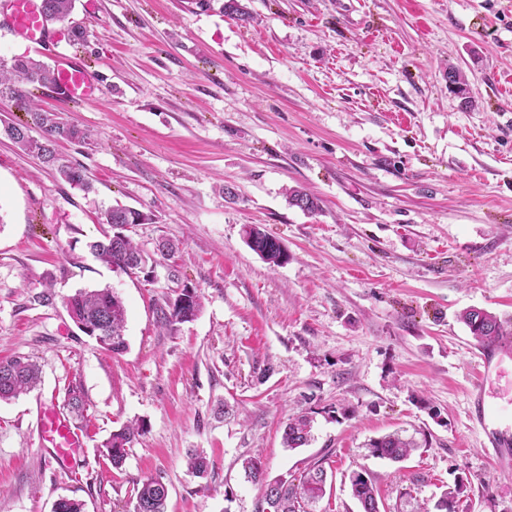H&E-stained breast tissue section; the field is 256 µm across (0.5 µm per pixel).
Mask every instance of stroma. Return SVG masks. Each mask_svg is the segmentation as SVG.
<instances>
[{"instance_id":"obj_1","label":"stroma","mask_w":512,"mask_h":512,"mask_svg":"<svg viewBox=\"0 0 512 512\" xmlns=\"http://www.w3.org/2000/svg\"><path fill=\"white\" fill-rule=\"evenodd\" d=\"M197 0H78L86 40L55 28L53 52L0 25V55L82 60L94 101L48 110L94 145L61 152L94 185L84 193L0 136V360L28 355L39 386L0 402V512H131L136 482L169 490L168 512H261L268 479L327 471L314 512H358L348 476L363 470L381 512H432L464 478L458 512H512V468L468 418L478 346L460 311L512 315V0H242V23ZM466 76L472 107L448 88ZM236 198H228L225 186ZM317 196L313 214L288 188ZM121 203L150 214L129 234L157 258L129 275L87 248ZM288 252L263 261L242 228ZM114 288L127 350L104 351L69 318L80 289ZM190 322L158 314L184 287ZM80 385L89 440L75 471L36 439V403ZM314 419L289 451V416ZM145 433L113 468V431ZM399 428L422 439L404 461L370 454ZM203 451L206 477L187 470ZM200 304V296L197 294L196 290L193 289L191 304L187 308H178L177 304L174 303L168 310L162 309L159 317L160 323L163 326H169L191 321L197 316L200 310Z\"/></svg>"}]
</instances>
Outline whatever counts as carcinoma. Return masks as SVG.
<instances>
[{
	"mask_svg": "<svg viewBox=\"0 0 512 512\" xmlns=\"http://www.w3.org/2000/svg\"><path fill=\"white\" fill-rule=\"evenodd\" d=\"M77 0H43L41 16L46 19H58L70 22V39L80 42L85 38V28L72 21ZM221 13L241 22L251 19L250 13L240 0H224ZM54 82L53 69L40 61L26 57H0V99L12 101L16 107L29 113L35 125L41 130L36 138L30 134V127L0 119V135H5L21 150L36 156L41 164L50 168L65 182L88 192L91 183L82 169L70 165L58 153L57 145L62 141H78L91 144L92 134L73 122H69L57 113L41 108L31 97L29 85L51 86ZM288 204L304 213L313 214L320 209L319 199L302 188L288 189ZM150 217L142 211L114 205L106 212V223L111 227H124L128 224H144ZM93 256L101 262L127 271L135 266H147L149 257L133 242L132 238L121 232L106 230L102 238L89 244ZM254 252L261 259L279 265L288 259L281 242L268 235L256 242ZM72 320L85 326H93L101 333L102 348L113 354L123 352L127 347L124 327L127 310L122 298L114 289L105 287L95 290H79L65 301ZM200 310V296L193 294L191 304L186 308L172 305L161 310L160 323L164 326L193 320ZM459 320L468 328L477 344H512V316L501 317L482 308H467L459 313ZM39 381V368L27 356H15L0 361V401H9L34 388ZM67 406L76 415L85 409L84 393L75 385L68 389ZM312 420L307 415H297L288 419L283 431V445L289 449L305 446L311 440ZM145 433L142 422L128 424L112 432L105 443L112 466H122L127 448L137 437ZM419 447L414 436L403 431L386 434L370 442L372 455L399 462L410 456ZM242 466L252 482L260 485L263 499L272 500L273 512H312V506L325 495L327 472L319 464L311 467L298 482L282 479L269 482L261 462L255 458L246 459ZM350 485L354 498L360 504V512H379L375 487L362 472L350 475ZM467 488L464 480L444 491L435 504L437 512H458L457 503ZM168 488L162 482L146 477L134 487L133 512H166Z\"/></svg>",
	"mask_w": 512,
	"mask_h": 512,
	"instance_id": "carcinoma-1",
	"label": "carcinoma"
}]
</instances>
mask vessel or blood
Here are the masks:
<instances>
[{"instance_id": "b4317fda", "label": "vessel or blood", "mask_w": 512, "mask_h": 512, "mask_svg": "<svg viewBox=\"0 0 512 512\" xmlns=\"http://www.w3.org/2000/svg\"><path fill=\"white\" fill-rule=\"evenodd\" d=\"M8 23L17 36L37 47L46 48L52 43L51 31L37 11L36 0H10ZM54 69L56 95L81 102H89L97 97L100 87L80 60L58 55L54 60ZM510 362L512 347L496 344L481 348L477 364L478 382L471 393L469 411L471 419L486 427V435L492 446L505 450L512 448V436L490 428L489 423L493 416L485 396L487 384L501 379L505 374L506 364ZM36 432L39 447L63 468L72 467L88 439L87 432L79 428L49 398L40 400L38 404Z\"/></svg>"}]
</instances>
